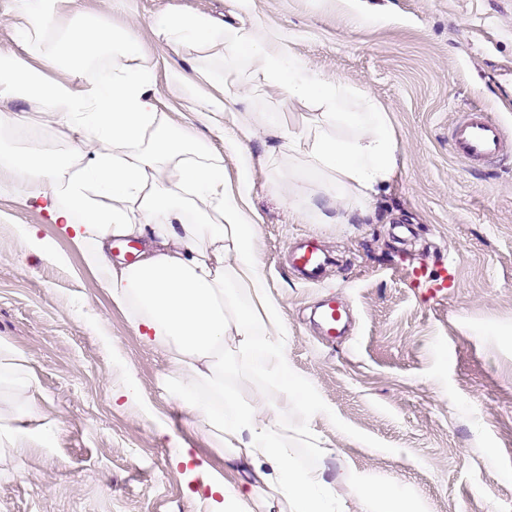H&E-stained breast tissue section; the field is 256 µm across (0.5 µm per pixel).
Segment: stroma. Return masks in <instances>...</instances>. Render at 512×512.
Returning a JSON list of instances; mask_svg holds the SVG:
<instances>
[{
	"mask_svg": "<svg viewBox=\"0 0 512 512\" xmlns=\"http://www.w3.org/2000/svg\"><path fill=\"white\" fill-rule=\"evenodd\" d=\"M79 14L135 36L159 111L181 125L195 121L188 93L223 98L208 76L224 63L169 49L152 25L164 14L255 25L385 106L399 170L359 224L337 223L321 178L263 128L239 155L225 150L223 133L206 134L228 190L238 188L242 157L251 160L245 210L288 326V366L328 411L317 422L328 457L302 446L294 456L331 478L350 467L396 484L421 512H512V154L470 167L448 147L449 123L473 104L512 130V0H72L61 20ZM236 109L277 112L292 126L312 117L274 88ZM30 112L39 135L0 140V154L64 151L42 109ZM35 238L53 258L33 251ZM305 238L330 261L317 285L288 264ZM88 255L38 205L0 195V342L28 355L39 387L34 431L12 447L20 383L0 372V512H215L197 466L240 487L249 476L166 393L165 356L101 288ZM329 295L353 318L333 341L312 321ZM131 378L137 403L125 395ZM180 448L189 464L175 463Z\"/></svg>",
	"mask_w": 512,
	"mask_h": 512,
	"instance_id": "stroma-1",
	"label": "stroma"
}]
</instances>
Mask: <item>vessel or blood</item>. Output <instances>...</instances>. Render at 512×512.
Listing matches in <instances>:
<instances>
[{
  "label": "vessel or blood",
  "instance_id": "obj_1",
  "mask_svg": "<svg viewBox=\"0 0 512 512\" xmlns=\"http://www.w3.org/2000/svg\"><path fill=\"white\" fill-rule=\"evenodd\" d=\"M448 143L452 155L470 165L491 163L512 148V139L503 126L479 106L468 107L449 126ZM290 263L306 283L315 284L323 278L328 258L314 242L308 241L291 253ZM341 320L342 313L335 301L322 305L319 326L325 340H335Z\"/></svg>",
  "mask_w": 512,
  "mask_h": 512
}]
</instances>
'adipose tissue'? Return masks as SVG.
Returning a JSON list of instances; mask_svg holds the SVG:
<instances>
[{
  "label": "adipose tissue",
  "mask_w": 512,
  "mask_h": 512,
  "mask_svg": "<svg viewBox=\"0 0 512 512\" xmlns=\"http://www.w3.org/2000/svg\"><path fill=\"white\" fill-rule=\"evenodd\" d=\"M64 0H24L16 27L17 53L0 52V102L21 110L0 114L6 133L29 131L28 105L53 118L66 151L30 148L0 156V194L24 202L43 201L51 223L75 244L92 243L88 263L103 288L131 319L145 341L170 366L171 396L190 410L207 434L224 447L231 465L248 468L249 490L218 474L206 483L220 495L222 512H256L273 497L281 512H345L335 484L356 486L364 512H419L408 492L352 470L328 479L325 470H300L297 441L322 450L315 427L325 411L312 387L288 370V327L260 273L255 226L244 210L248 181L237 193L224 189V167L199 126L213 127L225 105L198 101L197 123H174L157 109L153 72L141 64L130 33L104 29L96 19L57 25ZM157 34L171 48L193 43L220 46L230 65L228 86L251 82L282 90L288 101L315 107L310 123L286 127L276 112H235L238 137L263 127L280 137L289 155L326 176L325 194L336 205V221L363 216L379 187L392 181L398 148L385 107L369 92L312 71L280 45L261 39L255 28L215 24L193 14L162 16ZM41 56L63 68L68 81L55 82L31 68ZM104 60L95 79L87 73ZM140 238L142 257L116 267L110 249L116 238ZM232 350L264 379L242 392L224 385V352ZM22 378L23 410L15 419L13 444L30 434L29 407L38 390L21 350L0 344V369ZM294 420H285V412Z\"/></svg>",
  "instance_id": "ef3b65f1"
}]
</instances>
